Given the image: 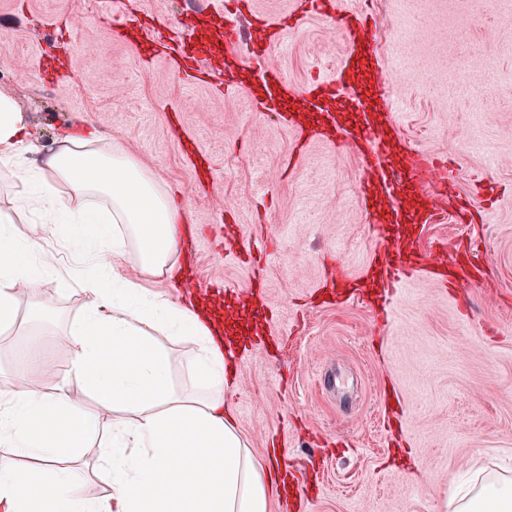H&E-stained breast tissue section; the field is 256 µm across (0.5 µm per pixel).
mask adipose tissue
<instances>
[{
    "label": "adipose tissue",
    "instance_id": "1",
    "mask_svg": "<svg viewBox=\"0 0 512 512\" xmlns=\"http://www.w3.org/2000/svg\"><path fill=\"white\" fill-rule=\"evenodd\" d=\"M32 149L24 111L0 92V166L20 186L11 207L0 209V326L16 318V288L37 293L58 266L40 238L16 232L15 215L26 212L80 258L76 281L89 300L70 337L72 369L117 413L112 440L98 451L112 502L87 500L78 474L59 465L87 455L95 417L22 373L0 392V445L40 460L42 469L34 475L0 463L5 512H268L270 474L224 408L221 328L199 301L143 283L181 281L183 207L122 142L94 129L64 130L58 148L29 166ZM148 325L197 346L188 371L204 396L176 393L170 354L146 339ZM441 512H512V478L487 474Z\"/></svg>",
    "mask_w": 512,
    "mask_h": 512
}]
</instances>
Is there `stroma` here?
Wrapping results in <instances>:
<instances>
[{"label":"stroma","instance_id":"35a3bbf8","mask_svg":"<svg viewBox=\"0 0 512 512\" xmlns=\"http://www.w3.org/2000/svg\"><path fill=\"white\" fill-rule=\"evenodd\" d=\"M341 2L376 18L375 75L399 74L387 167L417 151L451 164L441 222L404 226L422 254L447 243V287L418 276L375 304L363 282L386 254L359 156L300 136L319 114L280 97L271 112L255 104L270 66L295 86L335 78L346 44L330 17H304L264 54L213 50L190 75L153 46L223 26L225 0H0V90L28 115L30 163L63 129L92 127L181 193L194 287H223L217 315L239 341H266L234 360L224 403L258 463L276 438L299 472L300 505L276 493L268 512H440L478 468L512 477V0ZM471 56L485 69L468 68ZM230 224L247 225L253 260L226 242ZM45 245L58 273L38 299L16 293L18 318L0 328V391L38 343L55 363L30 379L94 412L97 446L109 411L79 378L55 377L86 303L78 285H60L78 260L60 239ZM149 335L171 355L176 392L193 393V346Z\"/></svg>","mask_w":512,"mask_h":512}]
</instances>
